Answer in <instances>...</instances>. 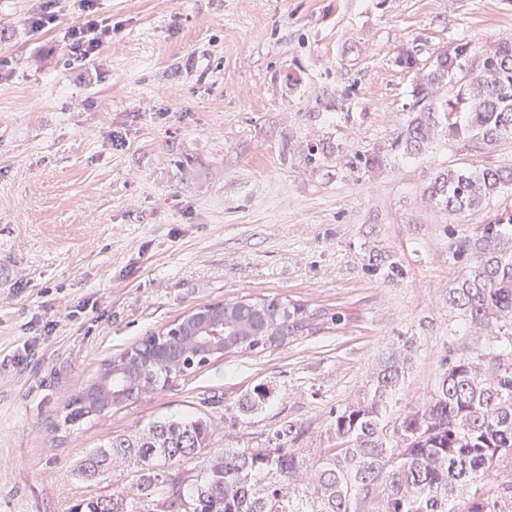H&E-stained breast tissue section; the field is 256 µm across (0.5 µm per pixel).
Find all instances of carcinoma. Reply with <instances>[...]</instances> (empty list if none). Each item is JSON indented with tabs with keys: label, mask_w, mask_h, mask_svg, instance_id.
<instances>
[{
	"label": "carcinoma",
	"mask_w": 512,
	"mask_h": 512,
	"mask_svg": "<svg viewBox=\"0 0 512 512\" xmlns=\"http://www.w3.org/2000/svg\"><path fill=\"white\" fill-rule=\"evenodd\" d=\"M396 61L413 73L412 104L392 149L422 158L435 137L472 151L512 145V37L483 48L460 39L428 63L403 50ZM383 162L375 152L346 156L351 171ZM512 163L438 166L423 196L450 215L494 207L472 231L448 233V258L466 261L448 288L466 346L441 363L429 396L390 413L408 378L412 344L389 348L364 393L329 414L331 447L311 457L302 447L309 427L290 421L263 448H226L197 470L182 464L207 447L215 431L206 414L161 418L130 436L109 439L80 464L94 476L114 458L136 468V488L153 499L133 512H498L512 498ZM369 270L404 276L401 261L377 252ZM213 335L181 322L145 338L144 346L105 361L71 402L65 422L124 407L173 386L226 356L280 347L354 320L347 309L312 307L273 297L204 307ZM274 398L257 387L238 401L250 416ZM76 512H128L124 493L93 497Z\"/></svg>",
	"instance_id": "obj_1"
}]
</instances>
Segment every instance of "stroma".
I'll return each instance as SVG.
<instances>
[{
  "mask_svg": "<svg viewBox=\"0 0 512 512\" xmlns=\"http://www.w3.org/2000/svg\"><path fill=\"white\" fill-rule=\"evenodd\" d=\"M41 0H0V512H73L99 495L138 498L132 464L80 461L161 417L206 412L210 451L264 443L284 423L327 445L331 409L361 395L387 344L413 343L393 412L428 396L459 349L449 230L483 223L423 202L433 169L512 162L444 139L429 159L388 147L412 102L400 48L420 59L512 31V0H98L112 41L98 75L62 48L70 0L40 33ZM124 143L113 147L111 134ZM340 152L308 161L312 145ZM381 147L372 170L343 156ZM400 258L394 282L368 255ZM278 297L353 313L348 328L233 355L157 394L64 425L104 361L190 311ZM275 390L261 412L238 400ZM273 398V388L265 386L254 388L238 401V411L243 416H250L265 408Z\"/></svg>",
  "mask_w": 512,
  "mask_h": 512,
  "instance_id": "1",
  "label": "stroma"
}]
</instances>
